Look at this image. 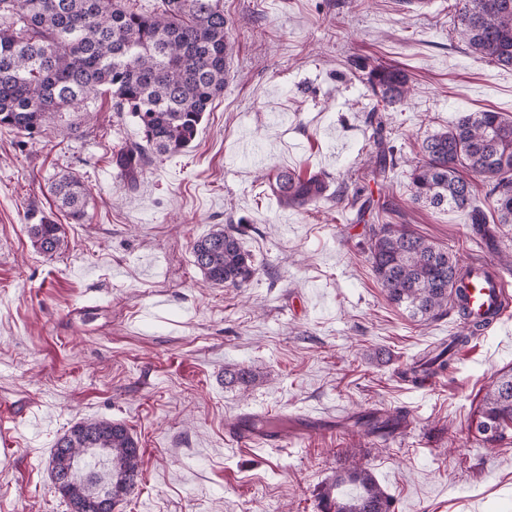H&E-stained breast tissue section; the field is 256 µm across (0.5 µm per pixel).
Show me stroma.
I'll list each match as a JSON object with an SVG mask.
<instances>
[{
	"mask_svg": "<svg viewBox=\"0 0 512 512\" xmlns=\"http://www.w3.org/2000/svg\"><path fill=\"white\" fill-rule=\"evenodd\" d=\"M454 0H224L236 37L231 77L193 146L153 159L135 188L113 163L138 125L89 101L80 134L0 129V512H71L50 459L76 422L126 425L142 478L114 512H320L318 494L347 452L370 468L394 512H512V429L488 444L474 411L512 366V307L426 386L400 373L447 342L455 316L421 326L389 303L371 268V225L405 226L462 261L496 264L511 242H478L469 211L410 201L405 164L368 175L374 123L399 155L458 113L512 115V69L466 50ZM397 65L411 98L378 103L365 67ZM322 172L336 193L362 191L366 213L333 200L280 204L261 172ZM71 173L87 221L66 223L49 184ZM62 224L51 258L29 225ZM247 226L259 266L242 288L204 286L191 245ZM84 308L70 320L72 308ZM240 365L248 386L224 380ZM334 418L333 431L289 436L264 453L224 440L241 411ZM371 410L408 411L379 446L354 427Z\"/></svg>",
	"mask_w": 512,
	"mask_h": 512,
	"instance_id": "35a3bbf8",
	"label": "stroma"
}]
</instances>
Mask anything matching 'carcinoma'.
<instances>
[{"label":"carcinoma","mask_w":512,"mask_h":512,"mask_svg":"<svg viewBox=\"0 0 512 512\" xmlns=\"http://www.w3.org/2000/svg\"><path fill=\"white\" fill-rule=\"evenodd\" d=\"M454 30L475 55L512 69V0H456ZM234 42L224 16V0H154L149 10L127 0H0V128L34 138L55 121L82 111L100 89L110 94L115 112L135 119L141 140L125 146L115 165L132 187L154 158L186 150L198 136L204 114L224 93ZM374 96L404 101L406 74L377 64L366 72ZM372 173L385 176L397 165L394 146L376 133ZM467 170L488 182L489 209L499 231L512 233V116L463 112L453 125L428 136L422 158L410 173L412 199L435 209H472L482 230L487 212L472 206ZM269 186L283 205L303 208L323 199L325 177L280 170ZM58 207L73 224L86 221L88 194L72 174L51 181ZM241 226L229 224L194 241L192 256L202 279L218 287L240 288L255 276L253 254ZM34 250L53 257L67 248L62 225L29 226ZM373 274L387 299L417 322L456 312L461 330L448 345L424 353L403 371V380L423 382L452 367V350L484 334L488 321H472L464 303L469 275L455 253L405 227L380 224L368 238ZM228 382L248 384L242 366L224 369ZM477 432L486 442L504 438L512 426V368L492 382L476 411ZM407 413L359 415L354 426L388 444ZM101 451L109 467L106 483L77 478V465ZM51 471L56 489L73 512H112L141 475L137 440L120 422L90 419L76 423L55 445ZM391 500L372 471L352 464L319 493L320 512H391Z\"/></svg>","instance_id":"cac0c4a2"}]
</instances>
